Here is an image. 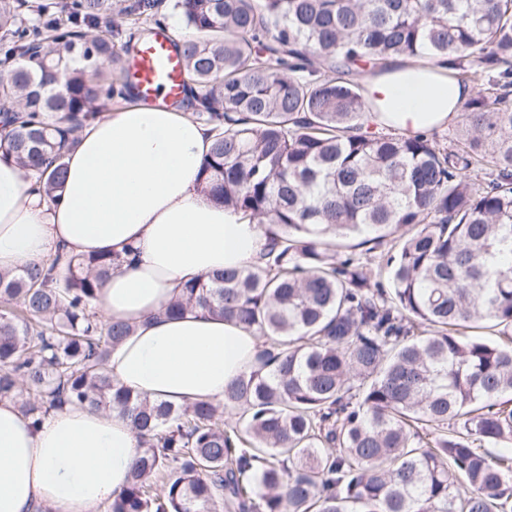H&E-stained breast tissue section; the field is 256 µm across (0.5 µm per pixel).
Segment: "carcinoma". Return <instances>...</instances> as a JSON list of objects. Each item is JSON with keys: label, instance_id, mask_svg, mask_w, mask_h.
I'll list each match as a JSON object with an SVG mask.
<instances>
[{"label": "carcinoma", "instance_id": "1", "mask_svg": "<svg viewBox=\"0 0 512 512\" xmlns=\"http://www.w3.org/2000/svg\"><path fill=\"white\" fill-rule=\"evenodd\" d=\"M0 0V139L49 197L79 116L125 71L115 20L169 7L194 114L213 125V201L272 224L260 261L167 307L259 334L255 369L174 406L114 383L133 332L95 301L110 254L0 271V401L130 418L142 454L105 512H512V0H72L41 26ZM483 74L449 146L363 131L358 78L396 59ZM394 246L361 260L344 242ZM163 490L157 491V483Z\"/></svg>", "mask_w": 512, "mask_h": 512}]
</instances>
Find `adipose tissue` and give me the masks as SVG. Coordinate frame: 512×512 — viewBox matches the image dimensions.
I'll use <instances>...</instances> for the list:
<instances>
[{
	"instance_id": "obj_1",
	"label": "adipose tissue",
	"mask_w": 512,
	"mask_h": 512,
	"mask_svg": "<svg viewBox=\"0 0 512 512\" xmlns=\"http://www.w3.org/2000/svg\"><path fill=\"white\" fill-rule=\"evenodd\" d=\"M472 93L445 64L399 59L367 74L366 120L429 132L453 123ZM210 145L209 127L184 110L131 102L83 120L56 199L0 157V270L60 251L131 256L99 290L102 317L135 327L106 370L133 393L176 405L223 402L262 349L252 330L208 312L164 314L185 284L255 264L266 242V225L200 190ZM140 452L119 411L65 404L36 421L0 401V512H98L126 486Z\"/></svg>"
}]
</instances>
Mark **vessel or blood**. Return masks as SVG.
<instances>
[{"instance_id":"obj_1","label":"vessel or blood","mask_w":512,"mask_h":512,"mask_svg":"<svg viewBox=\"0 0 512 512\" xmlns=\"http://www.w3.org/2000/svg\"><path fill=\"white\" fill-rule=\"evenodd\" d=\"M168 29L142 43L132 57L130 78L142 102L173 104L183 99L188 77Z\"/></svg>"}]
</instances>
